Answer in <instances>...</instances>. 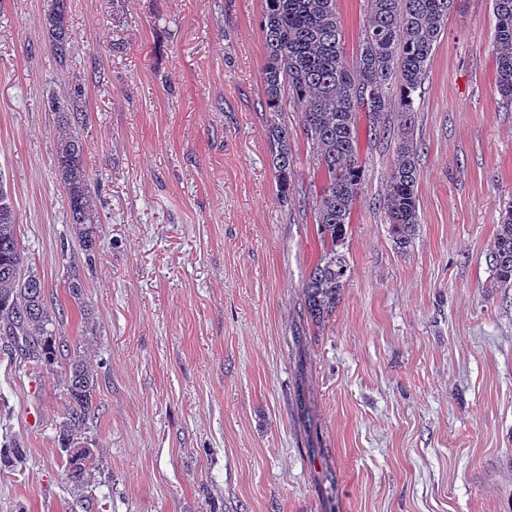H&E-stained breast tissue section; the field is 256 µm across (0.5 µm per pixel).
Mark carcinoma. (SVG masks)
Returning <instances> with one entry per match:
<instances>
[{"label":"carcinoma","mask_w":512,"mask_h":512,"mask_svg":"<svg viewBox=\"0 0 512 512\" xmlns=\"http://www.w3.org/2000/svg\"><path fill=\"white\" fill-rule=\"evenodd\" d=\"M264 108L270 113L268 139L279 192L288 196L295 160L293 132L281 121L283 96L300 114V130L325 183L316 194L314 219L322 252L302 287L303 313L322 324L340 303L349 277L344 246L353 207L363 189L359 153V116L368 135L393 139L395 155L383 197L392 239L409 247L419 230V145L415 134V97L455 0H368L361 49L349 62L344 51L337 0H264ZM493 51L497 87L512 100V0H492ZM45 27L59 62L73 43L66 0H47ZM52 111L68 125L82 113L62 102ZM84 145L74 134L58 136L55 166L71 224H97L95 188L83 163ZM10 195L0 186V350L23 363L51 365L66 341L57 339V317L45 285L29 270ZM494 284L512 290V203L488 257ZM67 404L56 432L69 484L82 491L91 484L93 449L87 446L95 416L97 371L76 356L64 366ZM0 456L23 465L27 449L0 448Z\"/></svg>","instance_id":"cac0c4a2"}]
</instances>
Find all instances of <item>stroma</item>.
Returning a JSON list of instances; mask_svg holds the SVG:
<instances>
[{
  "instance_id": "35a3bbf8",
  "label": "stroma",
  "mask_w": 512,
  "mask_h": 512,
  "mask_svg": "<svg viewBox=\"0 0 512 512\" xmlns=\"http://www.w3.org/2000/svg\"><path fill=\"white\" fill-rule=\"evenodd\" d=\"M45 5L0 0V184L60 335L99 366L83 512H512V291L488 263L512 202V102L492 0H456L415 101L407 249L381 207L394 143L360 133L350 277L319 326L301 302L322 181L287 102L295 172L278 191L263 0H68L63 65ZM337 10L355 58L367 0ZM52 97L85 116L90 263L55 172ZM63 379L0 353V445L28 450L23 467L0 461V512H70Z\"/></svg>"
}]
</instances>
